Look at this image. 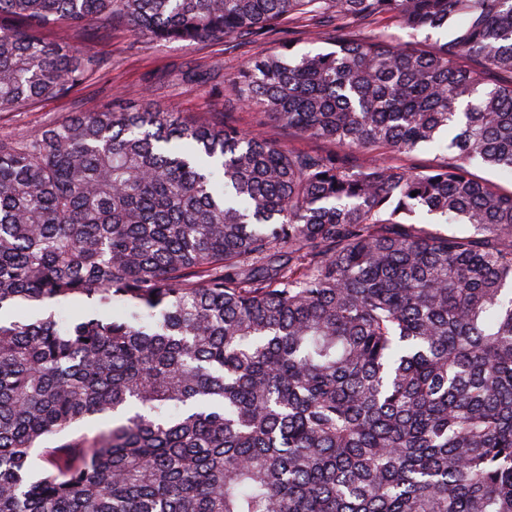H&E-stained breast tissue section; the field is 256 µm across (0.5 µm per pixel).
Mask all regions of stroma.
Returning a JSON list of instances; mask_svg holds the SVG:
<instances>
[{
  "mask_svg": "<svg viewBox=\"0 0 512 512\" xmlns=\"http://www.w3.org/2000/svg\"><path fill=\"white\" fill-rule=\"evenodd\" d=\"M38 38L81 47L94 41L100 62L79 86L65 95L45 97L28 105L0 112V139H23L58 125L78 112H103L119 107L146 105L157 112H180L194 118L223 113L241 130L252 129L259 119L251 107L227 101L224 80L248 56L293 39L303 50L324 47L310 33H261L247 43L160 42L131 33L119 23H101L85 33L67 24L38 31Z\"/></svg>",
  "mask_w": 512,
  "mask_h": 512,
  "instance_id": "1",
  "label": "stroma"
}]
</instances>
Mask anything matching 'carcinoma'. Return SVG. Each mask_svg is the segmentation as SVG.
I'll return each instance as SVG.
<instances>
[{
    "mask_svg": "<svg viewBox=\"0 0 512 512\" xmlns=\"http://www.w3.org/2000/svg\"><path fill=\"white\" fill-rule=\"evenodd\" d=\"M114 17L329 31L224 90L332 149L147 108L0 139V512H512V189L472 171L512 177V0H0V111L98 61L31 31ZM267 132L269 138L272 140L284 143L288 145V147L297 151L320 153L330 149V146L327 143L299 135L288 134L275 126H269ZM447 155V150L439 148H429L416 152L412 154L411 157L408 158L402 155H394V158H398V160L408 165L413 164L414 166L418 167H426L442 163L447 157Z\"/></svg>",
    "mask_w": 512,
    "mask_h": 512,
    "instance_id": "obj_1",
    "label": "carcinoma"
}]
</instances>
